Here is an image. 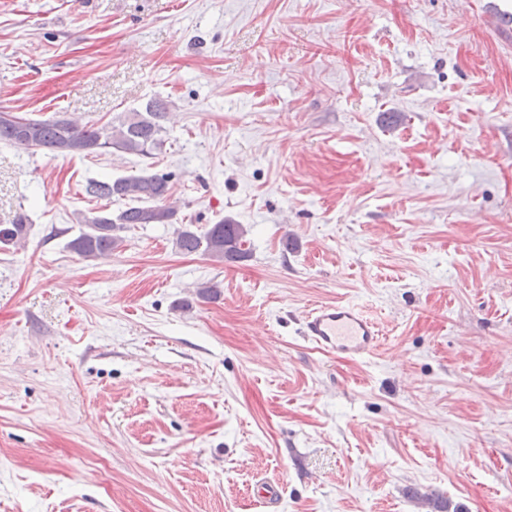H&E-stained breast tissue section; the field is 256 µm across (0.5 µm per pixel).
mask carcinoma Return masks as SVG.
Listing matches in <instances>:
<instances>
[{"instance_id":"obj_1","label":"carcinoma","mask_w":512,"mask_h":512,"mask_svg":"<svg viewBox=\"0 0 512 512\" xmlns=\"http://www.w3.org/2000/svg\"><path fill=\"white\" fill-rule=\"evenodd\" d=\"M167 103L160 99L148 101L140 111L129 112L118 123H83L67 114L49 119H27L35 148L64 155L89 156L102 153H126L147 156L162 149ZM0 141L28 149L30 145L19 130L0 123ZM85 193L106 201H131L114 214L108 209L82 213L79 223L85 226L68 242L69 248L84 258H107L121 242L120 232L138 224H175L178 207L172 201L170 176L140 174L110 180L87 181ZM29 218L18 212L12 223L0 228V248L25 242ZM247 230L230 219H222L203 232L185 224L176 231L175 246L186 254L201 253L217 262L238 263L246 260Z\"/></svg>"}]
</instances>
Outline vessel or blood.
<instances>
[{
	"instance_id": "b4317fda",
	"label": "vessel or blood",
	"mask_w": 512,
	"mask_h": 512,
	"mask_svg": "<svg viewBox=\"0 0 512 512\" xmlns=\"http://www.w3.org/2000/svg\"><path fill=\"white\" fill-rule=\"evenodd\" d=\"M302 334L323 351L360 357L372 354L381 342L379 325L350 304L312 308L302 318ZM252 494L258 503L269 507L280 501L282 488L276 480L262 476Z\"/></svg>"
}]
</instances>
